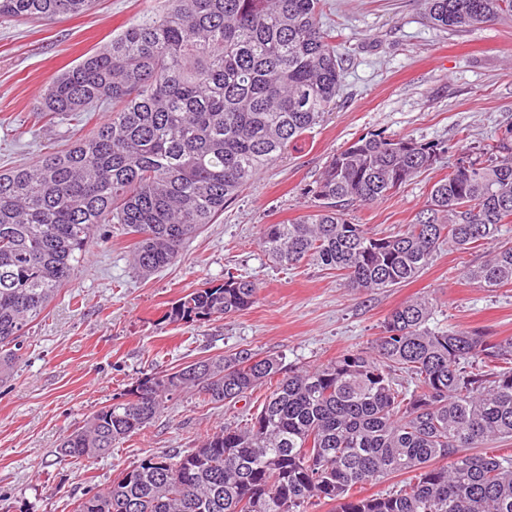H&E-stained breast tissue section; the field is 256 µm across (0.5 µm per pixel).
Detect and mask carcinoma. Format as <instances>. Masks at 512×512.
<instances>
[{
	"mask_svg": "<svg viewBox=\"0 0 512 512\" xmlns=\"http://www.w3.org/2000/svg\"><path fill=\"white\" fill-rule=\"evenodd\" d=\"M437 28L512 16V0H423ZM97 0H0V22L52 24ZM321 0H167L56 78L34 108L67 121L69 143L32 166L0 170V383L15 375L21 339L70 283L93 232L120 224L150 276L224 205L311 132L336 103V39ZM112 116L94 120L102 106ZM448 153L416 222L378 235L348 218L396 194ZM310 193L317 209L266 224L274 262L312 261L356 291L399 288L440 247L491 246L467 276L512 285V125L483 146L438 148L365 135L333 153ZM254 281L228 271L171 304L184 324L250 308ZM424 299L395 307L368 351L315 367L243 348L144 374L67 434L64 458L92 464L191 392L204 404L267 394L245 424H227L181 454H149L74 512H512V456L479 448L512 439V338L428 326ZM404 373L409 389L396 382ZM409 475L388 492L372 482Z\"/></svg>",
	"mask_w": 512,
	"mask_h": 512,
	"instance_id": "1",
	"label": "carcinoma"
}]
</instances>
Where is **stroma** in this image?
Wrapping results in <instances>:
<instances>
[{
    "mask_svg": "<svg viewBox=\"0 0 512 512\" xmlns=\"http://www.w3.org/2000/svg\"><path fill=\"white\" fill-rule=\"evenodd\" d=\"M165 0H98L94 12L43 25L0 23V169L39 160L63 145L60 123L36 122L32 107L52 80ZM322 21L340 46L344 79L333 111L305 145L285 154L216 223L187 242L182 256L149 277L130 265L133 239L121 225L96 235L71 284L62 288L24 339L23 360L0 385V512H73L85 490L105 487L151 453L198 447L219 426L242 424L260 409L249 398L201 405L191 393L169 401L140 434L83 467L56 452L60 438L108 405L142 374L243 348L285 365H318L370 347L388 313L426 298L430 328L512 337V285L488 288L464 271L486 248L444 247L401 288L354 292L316 264L288 269L259 244L263 225L282 224L313 204L309 186L330 155L381 132L448 146H478L512 124V18L444 31L424 18L422 0H322ZM447 158L379 203L353 208L355 223L389 234L413 223ZM233 271L255 281V303L211 321L172 323V302Z\"/></svg>",
    "mask_w": 512,
    "mask_h": 512,
    "instance_id": "obj_1",
    "label": "stroma"
}]
</instances>
